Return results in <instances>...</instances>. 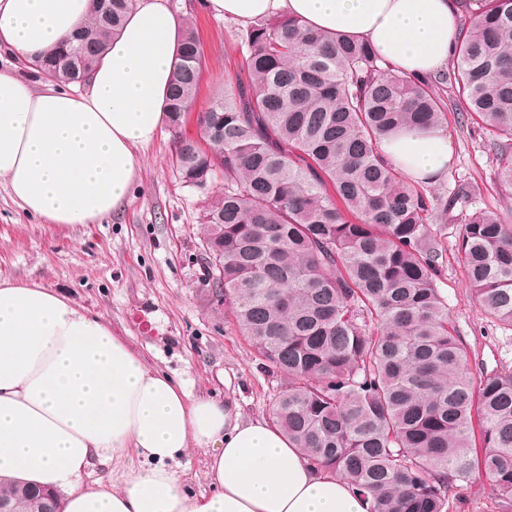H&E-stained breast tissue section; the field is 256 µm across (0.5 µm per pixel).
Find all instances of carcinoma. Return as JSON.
I'll use <instances>...</instances> for the list:
<instances>
[{"mask_svg": "<svg viewBox=\"0 0 512 512\" xmlns=\"http://www.w3.org/2000/svg\"><path fill=\"white\" fill-rule=\"evenodd\" d=\"M135 0H90L91 18L35 63L48 81L86 79ZM442 82L455 110L512 142V0H465ZM233 89L176 155L207 191L209 269L238 332L288 377L272 418L311 462L340 472L370 512H449L448 491L486 477L512 508V371L476 374L449 326L434 227L461 223L457 255L474 297L512 327V221L403 179L382 139L441 127L426 79L382 66L365 41L290 17L259 20ZM202 50L186 26L168 126L194 103ZM13 512H44L41 491L0 478Z\"/></svg>", "mask_w": 512, "mask_h": 512, "instance_id": "carcinoma-1", "label": "carcinoma"}]
</instances>
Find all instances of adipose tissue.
<instances>
[{
	"label": "adipose tissue",
	"mask_w": 512,
	"mask_h": 512,
	"mask_svg": "<svg viewBox=\"0 0 512 512\" xmlns=\"http://www.w3.org/2000/svg\"><path fill=\"white\" fill-rule=\"evenodd\" d=\"M246 26L278 16L367 40L419 78L448 63L458 33L452 0H209ZM90 20L88 0H0V51L33 62ZM183 25L168 0H137L83 86L35 91L0 72V180L29 215L93 224L140 180V148L167 123V90ZM385 157L418 181L448 175L443 130L404 129ZM211 449L214 490L191 495L180 460ZM139 470L86 483L127 452ZM0 477L54 491L63 512H369L338 474L314 467L279 426L244 420L224 402L149 368L111 327L48 286L0 280Z\"/></svg>",
	"instance_id": "1"
}]
</instances>
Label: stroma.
Listing matches in <instances>:
<instances>
[{
    "label": "stroma",
    "mask_w": 512,
    "mask_h": 512,
    "mask_svg": "<svg viewBox=\"0 0 512 512\" xmlns=\"http://www.w3.org/2000/svg\"><path fill=\"white\" fill-rule=\"evenodd\" d=\"M199 2L169 0L193 25L203 49L196 113L235 82L242 58L239 26ZM444 128L453 158L434 192L465 185L474 192V206L512 215V189L498 182L501 152L492 135L459 123L451 111ZM176 141L166 129L140 149V184L122 209L94 224L44 223L26 214L0 182V279L55 288L110 324L149 367L183 377L193 395L230 401L243 418L266 420L287 381L259 359L227 306L213 297L199 219L205 193L179 179ZM459 231L456 224L441 228L447 262L438 286L449 322L469 351L472 371L512 370V328L496 323L476 302L456 256ZM449 506L450 512H503L484 478L451 490Z\"/></svg>",
    "instance_id": "stroma-1"
}]
</instances>
